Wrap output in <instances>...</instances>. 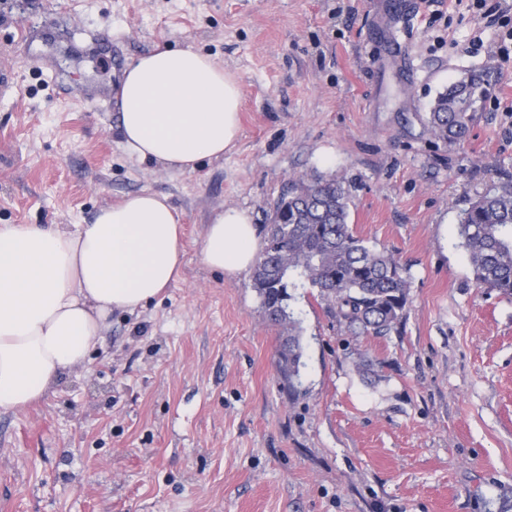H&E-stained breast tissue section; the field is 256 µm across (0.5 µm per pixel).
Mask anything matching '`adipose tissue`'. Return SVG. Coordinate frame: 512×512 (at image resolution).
<instances>
[{
	"label": "adipose tissue",
	"mask_w": 512,
	"mask_h": 512,
	"mask_svg": "<svg viewBox=\"0 0 512 512\" xmlns=\"http://www.w3.org/2000/svg\"><path fill=\"white\" fill-rule=\"evenodd\" d=\"M240 87L192 47H157L123 71L125 152L181 173L223 159L238 138ZM258 252L250 216L228 207L207 224L201 259L233 276ZM181 217L168 197L139 192L69 232L55 224L0 226V413L44 398L104 341L115 311L158 299L180 274Z\"/></svg>",
	"instance_id": "adipose-tissue-1"
}]
</instances>
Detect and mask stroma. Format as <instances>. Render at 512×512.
I'll return each instance as SVG.
<instances>
[{
  "instance_id": "1",
  "label": "stroma",
  "mask_w": 512,
  "mask_h": 512,
  "mask_svg": "<svg viewBox=\"0 0 512 512\" xmlns=\"http://www.w3.org/2000/svg\"><path fill=\"white\" fill-rule=\"evenodd\" d=\"M194 47L236 74L239 138L180 173L128 156L124 68ZM0 225L73 231L137 192L182 217L179 281L113 312L55 394L0 414V512H512V297L476 287L457 210L512 175V0H0ZM495 83L467 141L426 116ZM343 180L349 222L406 265L403 321L356 335L307 286L299 384L253 274L201 261L225 207L266 236L289 178ZM491 86L489 72H469L457 79L432 104L428 116L430 131L443 142L460 144L470 132L476 104Z\"/></svg>"
}]
</instances>
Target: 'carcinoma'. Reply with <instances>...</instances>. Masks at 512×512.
<instances>
[{
    "label": "carcinoma",
    "instance_id": "1",
    "mask_svg": "<svg viewBox=\"0 0 512 512\" xmlns=\"http://www.w3.org/2000/svg\"><path fill=\"white\" fill-rule=\"evenodd\" d=\"M491 86L489 72H469L432 104L433 136L459 144L469 135L476 104ZM349 189L335 178L291 179L274 204L253 288L269 318L288 324L278 369L294 387L303 355L300 321L289 311L290 288L306 283L334 302L349 329L385 335L404 317L409 273L390 253L366 244L349 224ZM460 246L480 288L512 295V178L464 202Z\"/></svg>",
    "mask_w": 512,
    "mask_h": 512
}]
</instances>
